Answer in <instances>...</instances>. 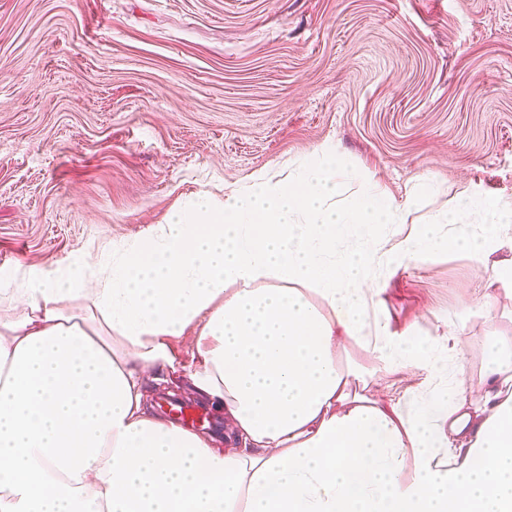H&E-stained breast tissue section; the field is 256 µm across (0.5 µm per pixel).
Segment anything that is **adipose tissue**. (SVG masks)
<instances>
[{
  "label": "adipose tissue",
  "mask_w": 512,
  "mask_h": 512,
  "mask_svg": "<svg viewBox=\"0 0 512 512\" xmlns=\"http://www.w3.org/2000/svg\"><path fill=\"white\" fill-rule=\"evenodd\" d=\"M404 210L323 146L155 235L0 278V512H512V336L474 398L451 337L424 346L382 310L388 278L440 252L511 283L490 257L512 202L469 191L395 242ZM350 341L371 369L338 364ZM149 370L187 371L232 448L146 409ZM390 381L384 400L355 388Z\"/></svg>",
  "instance_id": "ef3b65f1"
}]
</instances>
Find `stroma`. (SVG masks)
<instances>
[{"mask_svg": "<svg viewBox=\"0 0 512 512\" xmlns=\"http://www.w3.org/2000/svg\"><path fill=\"white\" fill-rule=\"evenodd\" d=\"M396 198L512 199V0H0V274L141 238L322 145ZM393 330L447 327L480 392L512 284L462 254L399 271Z\"/></svg>", "mask_w": 512, "mask_h": 512, "instance_id": "35a3bbf8", "label": "stroma"}]
</instances>
